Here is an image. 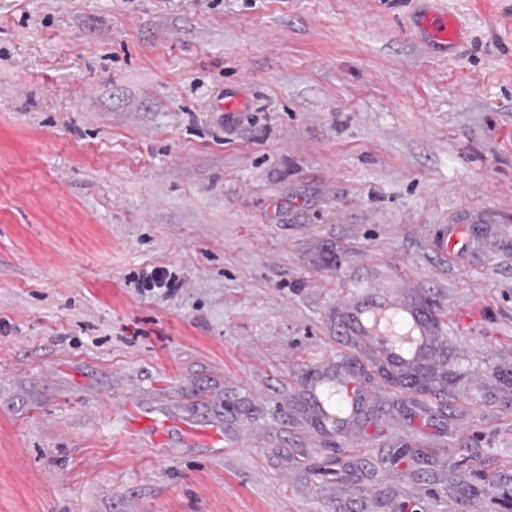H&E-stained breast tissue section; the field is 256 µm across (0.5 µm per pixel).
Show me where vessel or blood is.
<instances>
[{"label":"vessel or blood","mask_w":512,"mask_h":512,"mask_svg":"<svg viewBox=\"0 0 512 512\" xmlns=\"http://www.w3.org/2000/svg\"><path fill=\"white\" fill-rule=\"evenodd\" d=\"M421 28L429 40L442 45L460 37L457 22L444 10L426 14ZM345 328L399 369L422 360L429 351L431 336L445 333L444 323H431L423 311L395 292L361 287L348 299ZM312 396L323 420L338 427L356 417L361 390L343 374L329 372L314 379Z\"/></svg>","instance_id":"b4317fda"}]
</instances>
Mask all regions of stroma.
<instances>
[{"instance_id":"1","label":"stroma","mask_w":512,"mask_h":512,"mask_svg":"<svg viewBox=\"0 0 512 512\" xmlns=\"http://www.w3.org/2000/svg\"><path fill=\"white\" fill-rule=\"evenodd\" d=\"M445 3L0 0V512H511L512 0ZM356 283L446 315L422 388ZM421 28L430 41L448 46L460 38L457 22L445 10H436L426 14L421 21ZM312 396L320 408L322 419L336 427L357 416L359 401L362 397L357 382L349 380L343 374L333 372L314 379Z\"/></svg>"}]
</instances>
